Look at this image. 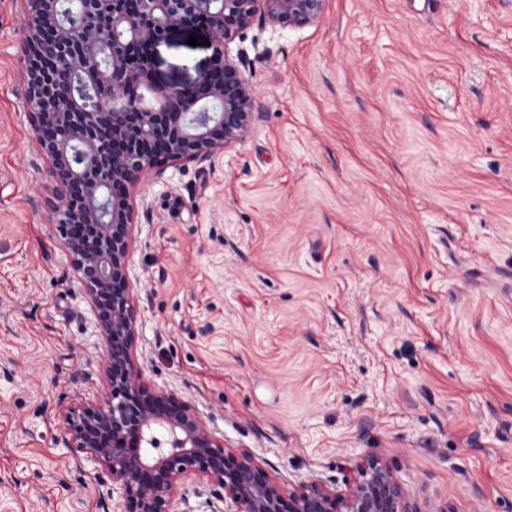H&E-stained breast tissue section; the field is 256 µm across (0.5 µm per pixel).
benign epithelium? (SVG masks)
<instances>
[{"label": "benign epithelium", "instance_id": "obj_1", "mask_svg": "<svg viewBox=\"0 0 512 512\" xmlns=\"http://www.w3.org/2000/svg\"><path fill=\"white\" fill-rule=\"evenodd\" d=\"M29 121L54 185L51 233L76 272L98 336V369L81 371L97 400L60 409L54 441L111 482L123 512H178L189 495L224 512H418L392 468L367 458L336 481L288 485L244 448H226L194 404L144 380L134 360L138 311L130 188L147 171L211 163L249 133L253 86L224 47L257 22H316L325 0H25ZM216 41L211 67L187 86L154 80V48L178 26Z\"/></svg>", "mask_w": 512, "mask_h": 512}]
</instances>
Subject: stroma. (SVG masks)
I'll use <instances>...</instances> for the list:
<instances>
[{"label":"stroma","instance_id":"35a3bbf8","mask_svg":"<svg viewBox=\"0 0 512 512\" xmlns=\"http://www.w3.org/2000/svg\"><path fill=\"white\" fill-rule=\"evenodd\" d=\"M26 29L0 0V512H120L53 441L101 341L49 232ZM210 38L171 30L156 80L196 81ZM226 52L247 137L131 189L147 380L281 480L375 457L418 512H512V0H326Z\"/></svg>","mask_w":512,"mask_h":512}]
</instances>
